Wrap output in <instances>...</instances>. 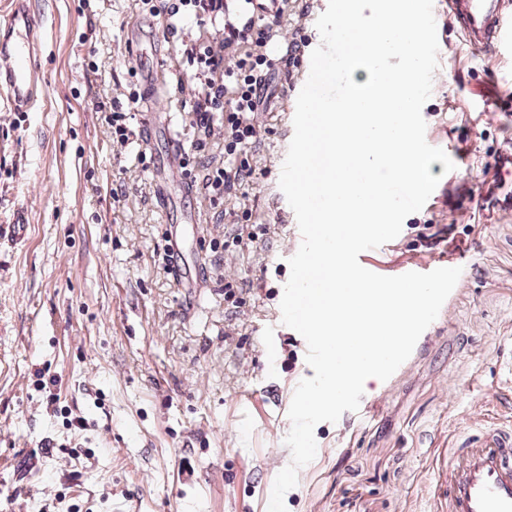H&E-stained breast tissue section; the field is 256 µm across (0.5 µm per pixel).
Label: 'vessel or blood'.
<instances>
[{
	"label": "vessel or blood",
	"instance_id": "b4317fda",
	"mask_svg": "<svg viewBox=\"0 0 512 512\" xmlns=\"http://www.w3.org/2000/svg\"><path fill=\"white\" fill-rule=\"evenodd\" d=\"M280 0H226L224 20L242 27L275 16ZM448 14L474 51L499 54L512 38V0H448ZM43 19L33 0H11L0 21V100L9 111L34 110L45 94L38 35ZM442 512H512V423L473 416L456 437L438 475Z\"/></svg>",
	"mask_w": 512,
	"mask_h": 512
}]
</instances>
